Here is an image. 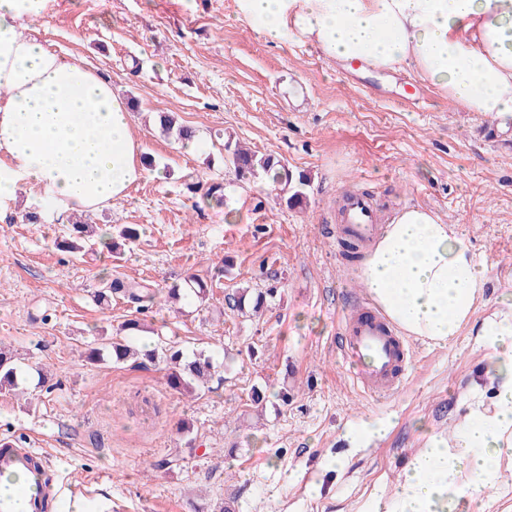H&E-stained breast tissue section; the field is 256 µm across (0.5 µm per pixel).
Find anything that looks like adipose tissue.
<instances>
[{
	"mask_svg": "<svg viewBox=\"0 0 512 512\" xmlns=\"http://www.w3.org/2000/svg\"><path fill=\"white\" fill-rule=\"evenodd\" d=\"M48 4L0 0V208L33 193L47 213H93L146 177V148L109 80L31 34ZM235 14L275 44L293 39L372 71L410 66L456 108L512 126V0H235ZM359 279L403 335L446 344L483 302L487 275L458 225L406 205L386 219ZM481 334L494 410L472 409L452 439L432 436L392 497L359 512H457L512 457V314Z\"/></svg>",
	"mask_w": 512,
	"mask_h": 512,
	"instance_id": "1",
	"label": "adipose tissue"
}]
</instances>
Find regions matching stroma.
Returning <instances> with one entry per match:
<instances>
[{"label":"stroma","mask_w":512,"mask_h":512,"mask_svg":"<svg viewBox=\"0 0 512 512\" xmlns=\"http://www.w3.org/2000/svg\"><path fill=\"white\" fill-rule=\"evenodd\" d=\"M32 28L137 100L131 134L154 158L128 197L86 214L94 252L57 247L69 218L28 222L37 199L0 212V349L28 389L0 393V435L47 450L61 488L53 512H73L70 486L99 475L87 512L111 500L124 512H357L392 495L432 435L454 436L474 404L492 405L479 332L512 300V129L457 110L411 68L362 74L313 46L272 44L237 19L234 0H51ZM164 114L194 128L205 151L162 135ZM226 137L305 173L304 202L237 181ZM213 186L227 207L206 201ZM352 194L384 218L432 209L487 268L486 305L450 344L411 337L391 397L363 393L336 348L362 289L361 261L335 231ZM125 225L139 236L112 257L105 243ZM188 276L208 284L206 303L142 311L99 295L111 279L163 292ZM247 287L274 291L259 315L233 306ZM130 319L149 327V346L204 351L222 367L180 392L145 356L89 360ZM256 389L263 405L250 400ZM376 419L390 421L386 436L352 439ZM336 457L344 468L326 469ZM499 479L457 512H512V460Z\"/></svg>","instance_id":"35a3bbf8"}]
</instances>
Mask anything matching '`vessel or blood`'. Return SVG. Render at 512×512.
<instances>
[{"mask_svg":"<svg viewBox=\"0 0 512 512\" xmlns=\"http://www.w3.org/2000/svg\"><path fill=\"white\" fill-rule=\"evenodd\" d=\"M370 202L353 196L339 226L345 237L368 244L379 235ZM339 349L355 368V381L373 396H388L398 390L411 364L412 351L406 337L401 336L375 308L354 297L346 313ZM49 457L44 449L22 447L18 439L0 445V473H21L27 476L24 495L28 512H50L57 490L47 483Z\"/></svg>","mask_w":512,"mask_h":512,"instance_id":"vessel-or-blood-1","label":"vessel or blood"}]
</instances>
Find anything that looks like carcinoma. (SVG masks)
Returning a JSON list of instances; mask_svg holds the SVG:
<instances>
[{"label": "carcinoma", "instance_id": "obj_1", "mask_svg": "<svg viewBox=\"0 0 512 512\" xmlns=\"http://www.w3.org/2000/svg\"><path fill=\"white\" fill-rule=\"evenodd\" d=\"M160 127L168 135H173L177 140L182 141L189 136L190 128L175 124L169 116L160 117ZM224 151L227 160L234 168L236 177L243 182H251L260 177L268 180L274 186L276 197L286 201L292 206L303 202L305 199L304 187L307 186V176L304 174L294 175L288 165L271 154H256L251 150L234 144L231 141L224 142ZM71 234L75 239L65 241V247L72 253L85 252L90 236L86 234L85 226L72 224ZM109 293H122L130 302L142 304L152 303L155 300V293L146 285L139 283L124 284L114 281L108 286ZM208 286L200 281H192L185 288H172L168 291L167 297L171 302H177L181 298L195 297L199 300L206 299ZM274 294L270 288L264 292H257L256 296L249 295V290L242 289L236 292L235 308L239 311L245 309L246 304L253 303L254 309H259L265 300V296ZM139 355V350L125 340L117 339L110 344L108 353L92 351V358L103 361L107 358L119 363L130 357ZM144 356L151 360H160L172 367L168 375V384L174 389L190 388L205 384L212 376L215 369L216 359L212 354L198 352L191 356L185 355L180 350L170 348L147 350ZM18 367L13 357L8 353L0 351V388L6 390L17 389L21 385Z\"/></svg>", "mask_w": 512, "mask_h": 512}]
</instances>
